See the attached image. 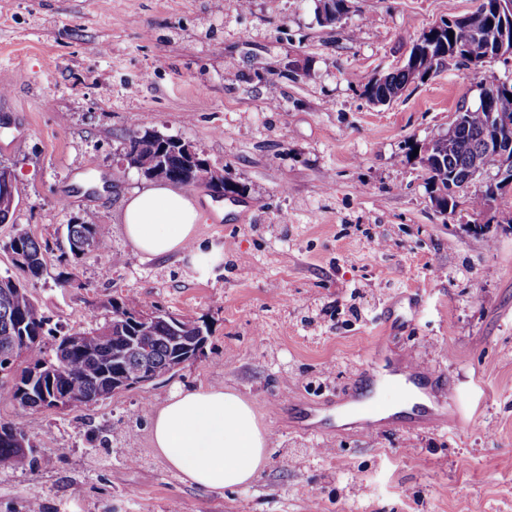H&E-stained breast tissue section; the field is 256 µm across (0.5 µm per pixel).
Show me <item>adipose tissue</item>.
Returning <instances> with one entry per match:
<instances>
[{
    "label": "adipose tissue",
    "instance_id": "adipose-tissue-1",
    "mask_svg": "<svg viewBox=\"0 0 512 512\" xmlns=\"http://www.w3.org/2000/svg\"><path fill=\"white\" fill-rule=\"evenodd\" d=\"M201 213L165 181L134 190L123 204V231L139 252L177 255L197 268L216 257L196 243ZM153 445L171 468L207 490L246 485L267 464L268 432L250 404L221 387L173 393L152 415Z\"/></svg>",
    "mask_w": 512,
    "mask_h": 512
}]
</instances>
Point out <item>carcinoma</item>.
Instances as JSON below:
<instances>
[{
    "label": "carcinoma",
    "mask_w": 512,
    "mask_h": 512,
    "mask_svg": "<svg viewBox=\"0 0 512 512\" xmlns=\"http://www.w3.org/2000/svg\"><path fill=\"white\" fill-rule=\"evenodd\" d=\"M476 25L477 37L468 38L465 31ZM501 17L497 14V0H477L473 11L450 22H442L423 30L414 40L408 62L400 69L385 75L373 74L364 84L363 93L375 103L399 97L406 87L429 75L437 73L448 60L460 58L468 63L481 64L498 56ZM512 84L495 87L488 102H480L472 110L459 108L461 122L449 136L439 134L423 146L420 165L427 172L430 197L442 212L457 206V193L461 177L470 170L473 159L484 143V138L494 137L489 129L492 112L512 113ZM140 128L131 129L125 140V149L137 152L142 167L150 172V179L180 185L212 186L213 172L208 160L195 156L187 158L174 143L166 139L168 149L164 162L155 158L158 143L139 135ZM500 190L497 184H486L470 196L476 210L496 201ZM108 235L107 225L87 213L66 225V241L70 254L78 259L87 251L101 245ZM17 246L24 257L22 271L32 278L42 275L47 266V251L26 233L15 234L8 242ZM112 317L105 323L84 332L85 343L73 347L63 357L61 371L55 375L57 392L66 399L61 411L95 403L103 398L114 378L124 373L129 363L144 358L151 363L157 377L173 373L174 361L188 353L198 336H209L208 325L190 317H172V314L144 304L136 295L127 294L111 300ZM152 311L154 322L145 325L140 316ZM49 319L37 300L20 282L9 277L0 278V353L4 347L19 343L26 353L23 364L16 367L19 380L3 387L0 381V398L23 404L27 396L29 378L26 374L40 371V379L49 385L50 371L56 364V354L43 351ZM24 433L9 422H0V471L18 472L30 468L33 455L25 454L14 441Z\"/></svg>",
    "instance_id": "1"
}]
</instances>
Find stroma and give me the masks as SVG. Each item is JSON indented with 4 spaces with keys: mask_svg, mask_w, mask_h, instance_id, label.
<instances>
[{
    "mask_svg": "<svg viewBox=\"0 0 512 512\" xmlns=\"http://www.w3.org/2000/svg\"><path fill=\"white\" fill-rule=\"evenodd\" d=\"M475 6L349 0L327 27L317 0H0V164L19 190L0 243L24 232L48 249L36 279L0 250V277L25 280L64 333L108 321L128 293L210 328L174 375L81 409L0 401V420L39 443L33 469L0 472V512L33 500L42 512H512V190L485 212L442 213L413 154L459 105L512 83V58L449 60L384 106L363 94L424 29ZM135 124L189 142L242 187L185 189L224 210L198 226L221 255L213 268L126 239L123 201L146 183L123 164ZM87 212L109 235L75 259L65 227ZM484 223L490 236L474 231ZM378 339L444 376L456 426L368 435L329 408L326 431L304 432V407L342 398L354 346ZM217 385L270 440L249 485L210 491L157 454L150 412Z\"/></svg>",
    "mask_w": 512,
    "mask_h": 512,
    "instance_id": "stroma-1",
    "label": "stroma"
}]
</instances>
